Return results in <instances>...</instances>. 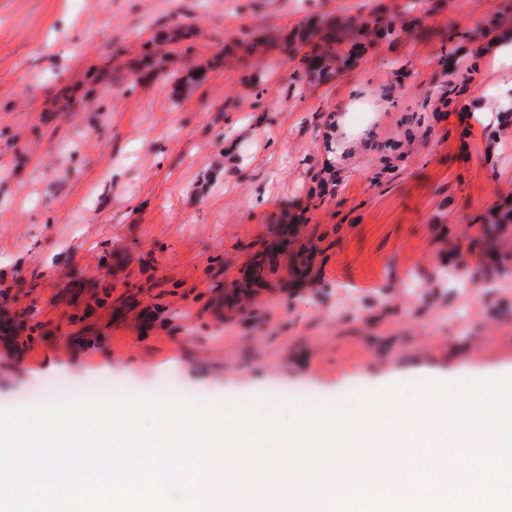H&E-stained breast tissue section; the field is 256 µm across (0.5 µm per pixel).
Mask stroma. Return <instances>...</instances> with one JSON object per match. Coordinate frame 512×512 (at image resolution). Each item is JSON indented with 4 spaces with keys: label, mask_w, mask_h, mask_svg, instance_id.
Here are the masks:
<instances>
[{
    "label": "stroma",
    "mask_w": 512,
    "mask_h": 512,
    "mask_svg": "<svg viewBox=\"0 0 512 512\" xmlns=\"http://www.w3.org/2000/svg\"><path fill=\"white\" fill-rule=\"evenodd\" d=\"M512 0H0V409L112 376L231 400L512 373V125L479 32ZM394 20L308 79L285 37ZM455 109L438 112L449 81ZM364 141L313 196L325 132ZM501 150L488 154L491 142ZM295 242L315 243L307 282Z\"/></svg>",
    "instance_id": "1"
}]
</instances>
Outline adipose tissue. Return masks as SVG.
<instances>
[{
	"mask_svg": "<svg viewBox=\"0 0 512 512\" xmlns=\"http://www.w3.org/2000/svg\"><path fill=\"white\" fill-rule=\"evenodd\" d=\"M486 64L495 72L500 73L501 79L487 91L495 109L476 106L472 118L476 128L495 127L502 124L505 118L511 116L508 105L512 104V35L497 38L486 53Z\"/></svg>",
	"mask_w": 512,
	"mask_h": 512,
	"instance_id": "ef3b65f1",
	"label": "adipose tissue"
}]
</instances>
